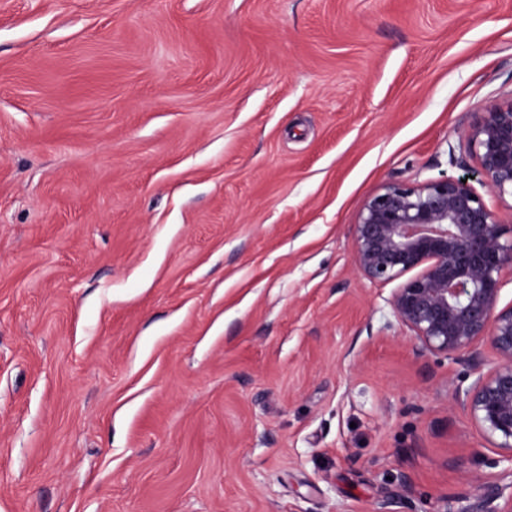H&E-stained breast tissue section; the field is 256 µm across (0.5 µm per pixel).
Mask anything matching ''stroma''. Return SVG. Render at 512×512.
<instances>
[{"mask_svg":"<svg viewBox=\"0 0 512 512\" xmlns=\"http://www.w3.org/2000/svg\"><path fill=\"white\" fill-rule=\"evenodd\" d=\"M512 0H0V512H440L497 481L351 226L465 177Z\"/></svg>","mask_w":512,"mask_h":512,"instance_id":"35a3bbf8","label":"stroma"}]
</instances>
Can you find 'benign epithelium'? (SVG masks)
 I'll return each instance as SVG.
<instances>
[{
	"instance_id": "1",
	"label": "benign epithelium",
	"mask_w": 512,
	"mask_h": 512,
	"mask_svg": "<svg viewBox=\"0 0 512 512\" xmlns=\"http://www.w3.org/2000/svg\"><path fill=\"white\" fill-rule=\"evenodd\" d=\"M461 147L485 186L512 199V100L486 106ZM351 234L359 276L398 282L390 307L416 350L466 365L452 402L502 450L494 465L512 478V306L498 308L503 272H512V226L469 183L447 177L386 184L366 200ZM480 343L493 362L477 352ZM458 503L455 512H512V481Z\"/></svg>"
}]
</instances>
